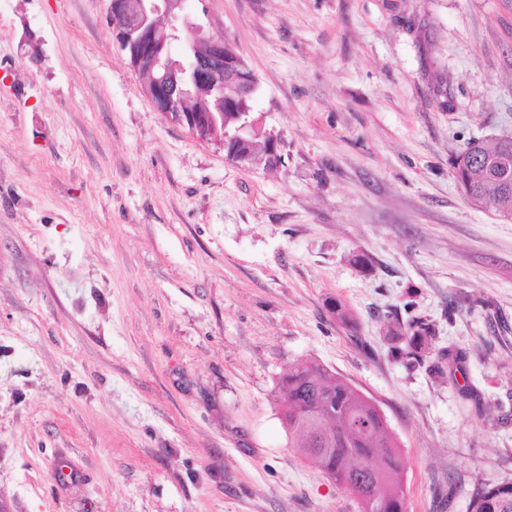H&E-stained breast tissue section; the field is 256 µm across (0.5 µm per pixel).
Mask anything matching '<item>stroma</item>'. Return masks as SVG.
<instances>
[{
	"label": "stroma",
	"instance_id": "1",
	"mask_svg": "<svg viewBox=\"0 0 512 512\" xmlns=\"http://www.w3.org/2000/svg\"><path fill=\"white\" fill-rule=\"evenodd\" d=\"M189 13L256 74L279 166L156 112L106 0H0V506L361 512L279 417L311 360L385 415L407 512H471L512 480V220L450 159L512 134V0ZM390 316L434 354L394 357Z\"/></svg>",
	"mask_w": 512,
	"mask_h": 512
}]
</instances>
